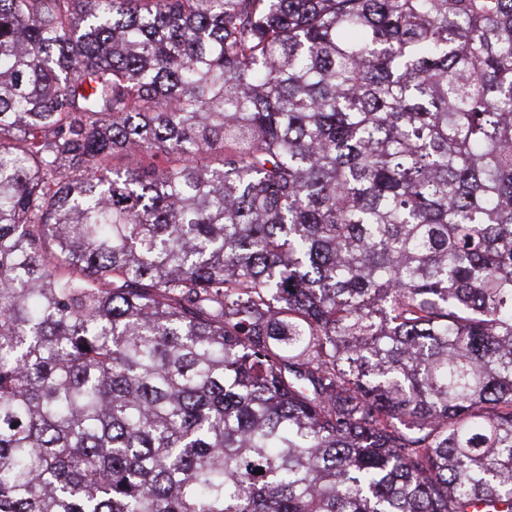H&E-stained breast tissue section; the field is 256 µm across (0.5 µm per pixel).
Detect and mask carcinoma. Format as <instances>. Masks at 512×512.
<instances>
[{
  "label": "carcinoma",
  "mask_w": 512,
  "mask_h": 512,
  "mask_svg": "<svg viewBox=\"0 0 512 512\" xmlns=\"http://www.w3.org/2000/svg\"><path fill=\"white\" fill-rule=\"evenodd\" d=\"M0 512H512V0H0Z\"/></svg>",
  "instance_id": "carcinoma-1"
}]
</instances>
